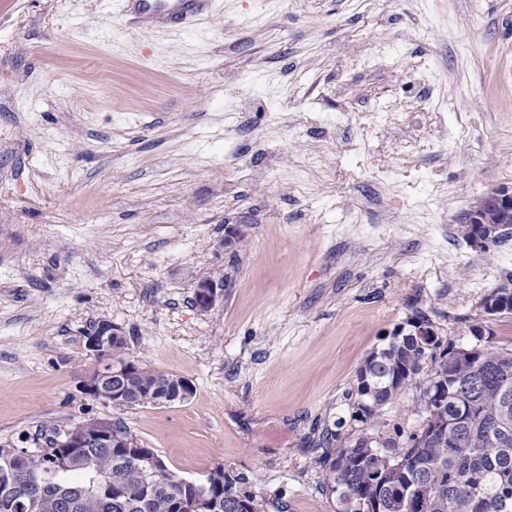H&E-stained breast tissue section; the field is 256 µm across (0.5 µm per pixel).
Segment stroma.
<instances>
[{
    "mask_svg": "<svg viewBox=\"0 0 512 512\" xmlns=\"http://www.w3.org/2000/svg\"><path fill=\"white\" fill-rule=\"evenodd\" d=\"M510 185L512 0H215L187 30L0 0V446L107 417L256 512H337L323 436L372 428L357 373L413 318L472 345L512 234L458 227ZM101 321L192 396H84ZM223 296V278L208 277L200 280L195 286V303L202 312L211 310Z\"/></svg>",
    "mask_w": 512,
    "mask_h": 512,
    "instance_id": "35a3bbf8",
    "label": "stroma"
}]
</instances>
